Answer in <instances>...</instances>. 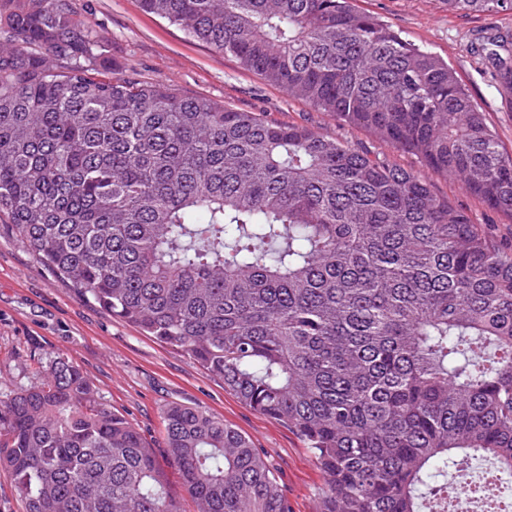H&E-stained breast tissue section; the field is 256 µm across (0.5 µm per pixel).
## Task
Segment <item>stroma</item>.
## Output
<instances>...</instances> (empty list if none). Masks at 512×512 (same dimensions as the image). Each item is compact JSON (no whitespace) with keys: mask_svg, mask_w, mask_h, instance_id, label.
Wrapping results in <instances>:
<instances>
[{"mask_svg":"<svg viewBox=\"0 0 512 512\" xmlns=\"http://www.w3.org/2000/svg\"><path fill=\"white\" fill-rule=\"evenodd\" d=\"M75 11L106 41L117 76L169 84L177 92L227 108L258 112L280 124H301L413 171V154L378 142L363 129L288 97L230 56L190 38L178 26L142 11L138 0H72ZM411 43L443 58L466 85L501 144L512 151V101L494 88L495 69L472 54L478 33L512 39V17L449 13L443 0H354ZM435 193L466 211L504 247L512 219L489 209L455 180L432 177ZM62 355L94 384L101 401L122 413L154 448L164 446L161 412L180 402L224 418L245 433L274 469L291 512H315L323 475L303 440L286 425L239 402L221 379L178 350L146 336L51 277L0 221V393L27 385L49 357Z\"/></svg>","mask_w":512,"mask_h":512,"instance_id":"obj_1","label":"stroma"}]
</instances>
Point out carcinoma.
<instances>
[{
    "label": "carcinoma",
    "instance_id": "1",
    "mask_svg": "<svg viewBox=\"0 0 512 512\" xmlns=\"http://www.w3.org/2000/svg\"><path fill=\"white\" fill-rule=\"evenodd\" d=\"M139 3L512 218V154L456 72L349 0ZM104 51L71 0H0V216L44 270L296 432L316 512H447L435 482L479 456L512 487V252L424 175L111 76ZM470 51L512 98V46ZM162 420L197 512H289L223 418ZM0 469L25 512H183L156 449L63 356L0 395Z\"/></svg>",
    "mask_w": 512,
    "mask_h": 512
}]
</instances>
